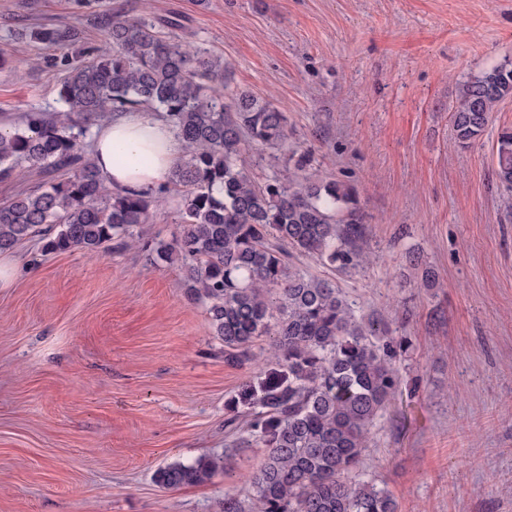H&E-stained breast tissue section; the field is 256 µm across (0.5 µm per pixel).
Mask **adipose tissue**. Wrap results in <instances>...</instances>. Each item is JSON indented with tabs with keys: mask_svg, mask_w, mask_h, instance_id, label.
<instances>
[{
	"mask_svg": "<svg viewBox=\"0 0 512 512\" xmlns=\"http://www.w3.org/2000/svg\"><path fill=\"white\" fill-rule=\"evenodd\" d=\"M183 151L167 122L131 111L101 125L94 162L108 187L150 190L168 182Z\"/></svg>",
	"mask_w": 512,
	"mask_h": 512,
	"instance_id": "adipose-tissue-1",
	"label": "adipose tissue"
}]
</instances>
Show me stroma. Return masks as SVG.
Segmentation results:
<instances>
[{
    "label": "stroma",
    "mask_w": 512,
    "mask_h": 512,
    "mask_svg": "<svg viewBox=\"0 0 512 512\" xmlns=\"http://www.w3.org/2000/svg\"><path fill=\"white\" fill-rule=\"evenodd\" d=\"M175 18L176 40L228 66L226 92L288 115V146L263 155L266 179L309 156L307 172L352 185L374 259L343 290L384 315L401 375L375 420L359 474L398 512H512V195L495 180L497 136L456 145L459 87L512 65V0H0V124L61 111L62 57L86 60L106 36L96 15ZM68 23L66 48L23 44V30ZM181 199L138 227L139 246L11 256L0 288V512H223L255 507L250 475L266 451L224 422L259 358L224 363L204 306L176 265L145 242L174 243ZM436 287L422 285L425 267ZM220 457L200 485L168 489L157 469Z\"/></svg>",
    "instance_id": "obj_1"
}]
</instances>
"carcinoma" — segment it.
Wrapping results in <instances>:
<instances>
[{"instance_id":"obj_1","label":"carcinoma","mask_w":512,"mask_h":512,"mask_svg":"<svg viewBox=\"0 0 512 512\" xmlns=\"http://www.w3.org/2000/svg\"><path fill=\"white\" fill-rule=\"evenodd\" d=\"M100 26L110 46L92 60L65 62L58 91L63 111L27 112L0 126V178L19 163L67 176L15 195L0 205V252L42 237L43 250L96 252L127 248L133 228L171 191L184 193L183 232L159 243L163 261H177L188 298L205 306L224 363L256 357L254 342L271 337L273 368L234 399L247 417L245 439L267 449L249 477L260 512H397L387 491L356 478L370 426L397 390L391 345L374 336L388 326L363 317L330 277L295 266L311 255L332 273L363 267L366 221L353 188L331 178L293 172L259 182L251 157L282 148L288 116L242 91L231 101L201 80H224L228 67L204 50L176 42L158 22L104 11ZM74 25L20 33L49 47L72 45ZM512 99V66L497 65L461 84L451 114L455 141L465 147L486 131L495 107ZM150 107L184 142L169 182L156 190H112L80 152V141L116 112ZM498 183L512 190V130L498 134ZM224 468L201 457L160 468L156 481L175 489L199 485Z\"/></svg>"}]
</instances>
